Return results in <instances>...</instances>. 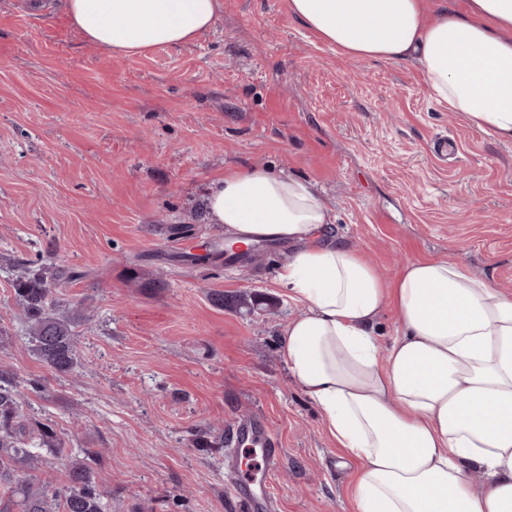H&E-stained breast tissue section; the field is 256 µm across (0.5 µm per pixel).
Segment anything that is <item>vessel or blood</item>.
<instances>
[{
	"label": "vessel or blood",
	"mask_w": 512,
	"mask_h": 512,
	"mask_svg": "<svg viewBox=\"0 0 512 512\" xmlns=\"http://www.w3.org/2000/svg\"><path fill=\"white\" fill-rule=\"evenodd\" d=\"M233 442L240 448H256L261 454L259 469L249 475L233 472L229 487L239 497L245 512H274L275 503L269 493V479L280 460V443L269 423L261 417L236 420Z\"/></svg>",
	"instance_id": "vessel-or-blood-1"
}]
</instances>
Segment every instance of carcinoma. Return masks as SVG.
<instances>
[{"instance_id":"obj_1","label":"carcinoma","mask_w":512,"mask_h":512,"mask_svg":"<svg viewBox=\"0 0 512 512\" xmlns=\"http://www.w3.org/2000/svg\"><path fill=\"white\" fill-rule=\"evenodd\" d=\"M13 283L17 306L27 320V340L39 360L58 376L72 373L77 365V334L69 315L51 308L53 288L82 276L79 271L53 270L44 265L20 262ZM22 391L17 375L0 367V512H105L103 492L92 464L95 452L82 449L67 471L61 491L34 489L20 482L18 472L34 465L39 455L58 452L62 442L49 423L27 430L21 422Z\"/></svg>"}]
</instances>
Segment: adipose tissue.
<instances>
[{
  "label": "adipose tissue",
  "mask_w": 512,
  "mask_h": 512,
  "mask_svg": "<svg viewBox=\"0 0 512 512\" xmlns=\"http://www.w3.org/2000/svg\"><path fill=\"white\" fill-rule=\"evenodd\" d=\"M221 0H66L83 38L117 57L193 41ZM351 59L416 62L429 95L482 133L512 139V0L467 15L423 0H289ZM205 208L232 241L285 240L277 273L305 307L279 348L328 431L359 463L357 512H512V293L466 264L407 263L394 281L329 235L315 183L255 165L212 178ZM399 334L381 347L377 318Z\"/></svg>",
  "instance_id": "obj_1"
}]
</instances>
